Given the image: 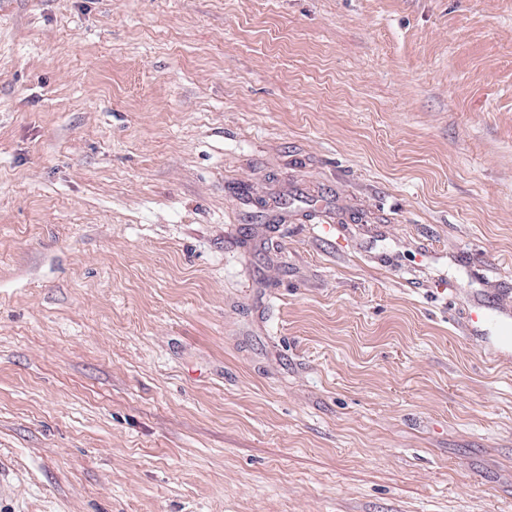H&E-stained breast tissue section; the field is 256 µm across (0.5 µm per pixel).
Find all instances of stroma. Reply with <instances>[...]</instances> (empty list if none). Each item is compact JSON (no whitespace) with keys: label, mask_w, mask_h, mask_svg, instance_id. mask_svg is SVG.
I'll use <instances>...</instances> for the list:
<instances>
[{"label":"stroma","mask_w":512,"mask_h":512,"mask_svg":"<svg viewBox=\"0 0 512 512\" xmlns=\"http://www.w3.org/2000/svg\"><path fill=\"white\" fill-rule=\"evenodd\" d=\"M512 0H0V512H512ZM475 317L472 322L471 335L479 334V323H493L497 328L496 336H476L483 349H491L499 357L512 358V313H505L499 309L478 303L475 308Z\"/></svg>","instance_id":"obj_1"}]
</instances>
